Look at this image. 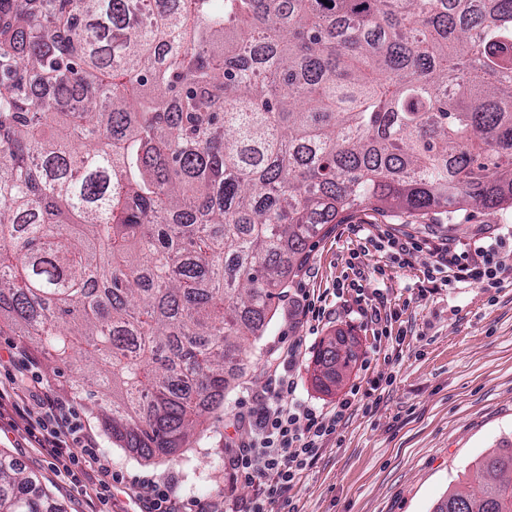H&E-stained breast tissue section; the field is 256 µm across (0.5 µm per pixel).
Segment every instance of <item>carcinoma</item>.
<instances>
[{"instance_id":"obj_1","label":"carcinoma","mask_w":512,"mask_h":512,"mask_svg":"<svg viewBox=\"0 0 512 512\" xmlns=\"http://www.w3.org/2000/svg\"><path fill=\"white\" fill-rule=\"evenodd\" d=\"M512 204V0H0V325L112 441L224 408L309 241ZM319 347L329 392L353 361ZM434 512H512V447ZM0 512H64L0 449Z\"/></svg>"}]
</instances>
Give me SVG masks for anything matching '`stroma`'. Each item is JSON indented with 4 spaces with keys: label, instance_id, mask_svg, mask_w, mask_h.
<instances>
[{
    "label": "stroma",
    "instance_id": "obj_1",
    "mask_svg": "<svg viewBox=\"0 0 512 512\" xmlns=\"http://www.w3.org/2000/svg\"><path fill=\"white\" fill-rule=\"evenodd\" d=\"M506 224L512 225V207L411 214L367 206L327 225L277 301L264 335L248 344L243 374L223 411L208 417L202 434L177 457L147 461L119 447L96 408L75 400L77 413L97 436L102 460L120 478L112 486V512H139V483L147 475L174 477L181 499L220 501L226 512L249 497L251 487L232 481L224 469L228 448L252 436L235 416L257 407V395L266 392L271 351L295 344L297 397L320 410L336 406L363 376L390 381L372 413L358 406L349 411L319 459L294 483L289 495L300 512H433L483 457L512 441V278L490 291L461 283L437 288L423 280L428 253L401 267L372 241L389 233L466 244L495 236ZM355 254L384 269L379 286L397 314L393 328L404 333L401 345L377 341L356 292L336 294L337 284L352 274ZM303 290L326 300L330 314L319 325L306 324L298 313L296 294ZM340 333L354 337L356 360L329 393L317 384L314 356L323 341ZM396 346L401 352L395 361L388 354ZM366 356L372 361L367 372L359 364ZM0 448L40 473L66 512H100L101 502L82 495L74 477L53 465L9 406L0 408Z\"/></svg>",
    "mask_w": 512,
    "mask_h": 512
}]
</instances>
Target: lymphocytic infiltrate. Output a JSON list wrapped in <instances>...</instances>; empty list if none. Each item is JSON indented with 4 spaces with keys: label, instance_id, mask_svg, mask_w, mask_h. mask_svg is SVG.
<instances>
[{
    "label": "lymphocytic infiltrate",
    "instance_id": "lymphocytic-infiltrate-1",
    "mask_svg": "<svg viewBox=\"0 0 512 512\" xmlns=\"http://www.w3.org/2000/svg\"><path fill=\"white\" fill-rule=\"evenodd\" d=\"M381 248L408 264L413 256L428 252L431 260L426 272L429 283L451 287L464 283L483 288H496L512 273V226L488 240L457 245L447 241L422 243L411 239L389 237ZM352 288L369 296L365 317L373 326L375 336L391 338V319L386 315L387 300L376 283L381 268L354 263ZM298 354L287 349L277 358L273 370L274 387L259 410L239 413L241 424L249 426L254 435L230 453L224 463L232 478L250 484L249 498L237 501L232 512H269L277 503L287 512H299L288 492L299 474L312 466L325 444L336 434L348 411L363 404L366 411L378 405L379 381H370L368 388L353 386L348 396L332 410L323 412L298 402L296 384L290 374ZM28 376L15 380L11 393L0 390V400L11 398L12 406L26 422L28 431L37 433V442L45 453L62 465L79 464L81 486L85 495L102 497L112 489V474L101 464L97 440L92 430L81 426L73 408L72 397L55 390L40 375L36 358H27ZM82 442V461H74L68 451L69 440ZM141 512H223L221 506L201 500L185 505L179 499L175 480L151 482L140 498Z\"/></svg>",
    "mask_w": 512,
    "mask_h": 512
}]
</instances>
